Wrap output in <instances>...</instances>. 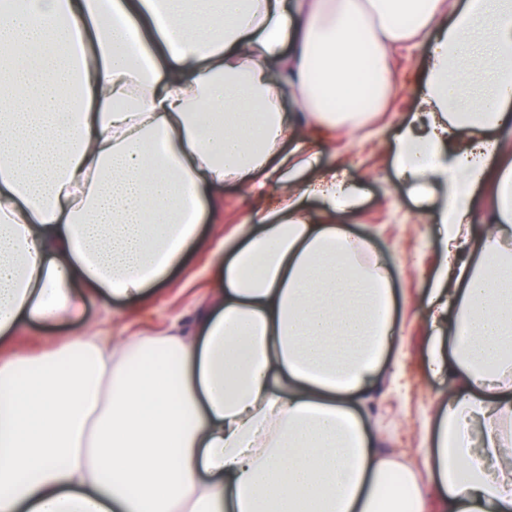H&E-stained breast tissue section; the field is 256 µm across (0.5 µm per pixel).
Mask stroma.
Masks as SVG:
<instances>
[{
	"instance_id": "obj_1",
	"label": "stroma",
	"mask_w": 512,
	"mask_h": 512,
	"mask_svg": "<svg viewBox=\"0 0 512 512\" xmlns=\"http://www.w3.org/2000/svg\"><path fill=\"white\" fill-rule=\"evenodd\" d=\"M425 57V47L400 48L393 59L397 90L386 112L364 132L354 136L337 134L318 148L320 167L339 168L349 180L364 187L363 206L347 216L346 222L356 232L369 235L377 253L392 259L395 284L408 300L402 319L404 342L411 356L404 366V386L395 389L390 377H383L361 412L378 433L382 453L404 456L417 469L426 452L428 425L444 391L443 384L427 372L420 359L429 329L415 304L438 251L432 218L420 211L414 198L395 179L386 146L401 122L416 109V86ZM216 195L214 214L198 227L196 248L172 271L166 283L151 289L142 301L110 303L86 296L79 320L52 328L36 321L24 322L13 336L0 343V353H36L44 348L45 336L76 335L94 325L109 327L116 336H141L162 332L176 319L189 324L215 287L210 276L215 246L257 206L250 193L232 183L225 184Z\"/></svg>"
}]
</instances>
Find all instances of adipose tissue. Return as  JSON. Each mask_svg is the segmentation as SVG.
Listing matches in <instances>:
<instances>
[{"label":"adipose tissue","instance_id":"adipose-tissue-1","mask_svg":"<svg viewBox=\"0 0 512 512\" xmlns=\"http://www.w3.org/2000/svg\"><path fill=\"white\" fill-rule=\"evenodd\" d=\"M418 37V106L387 149L422 208L446 188L418 300L447 381L423 481L349 407L406 357L388 268L336 221L362 192L332 169L297 179L320 138L383 110L392 55ZM366 88L368 109L339 108ZM227 181L280 191L215 248L190 332L90 330L0 358V512H382L388 491L391 512L430 492L512 512V0L0 10V337L76 317L88 293L143 299Z\"/></svg>","mask_w":512,"mask_h":512}]
</instances>
